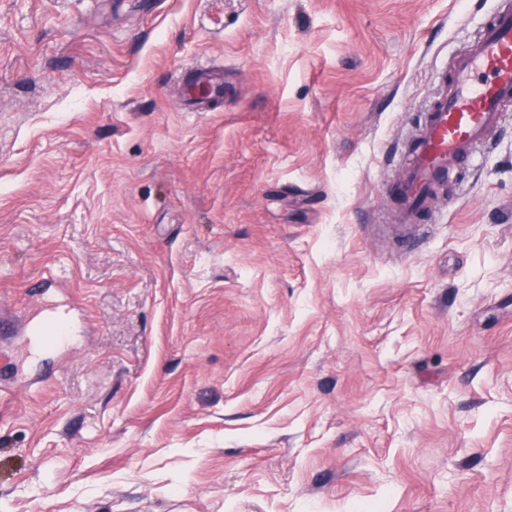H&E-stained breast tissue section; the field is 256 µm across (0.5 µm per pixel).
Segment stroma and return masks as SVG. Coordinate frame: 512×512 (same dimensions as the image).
I'll use <instances>...</instances> for the list:
<instances>
[{
	"mask_svg": "<svg viewBox=\"0 0 512 512\" xmlns=\"http://www.w3.org/2000/svg\"><path fill=\"white\" fill-rule=\"evenodd\" d=\"M496 7L0 0V512H512V124L383 192ZM193 79L182 84V96L189 104L192 103L193 89L200 86L207 91L210 98L222 97L224 94V79L220 72H217L207 66L200 65L194 70Z\"/></svg>",
	"mask_w": 512,
	"mask_h": 512,
	"instance_id": "1",
	"label": "stroma"
}]
</instances>
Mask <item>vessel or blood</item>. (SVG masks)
Instances as JSON below:
<instances>
[{
  "mask_svg": "<svg viewBox=\"0 0 512 512\" xmlns=\"http://www.w3.org/2000/svg\"><path fill=\"white\" fill-rule=\"evenodd\" d=\"M200 86L209 97L224 94L221 73L203 65L183 83L185 101H192ZM511 118L512 0H502L476 42L457 59L447 90L431 102L399 174L384 187L402 222L417 221L460 166L479 164L488 132Z\"/></svg>",
  "mask_w": 512,
  "mask_h": 512,
  "instance_id": "b4317fda",
  "label": "vessel or blood"
}]
</instances>
